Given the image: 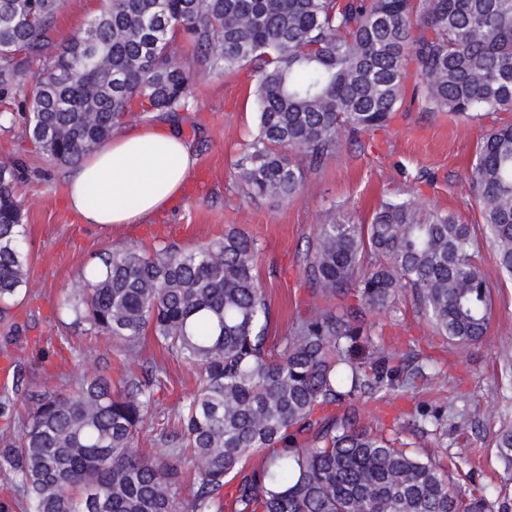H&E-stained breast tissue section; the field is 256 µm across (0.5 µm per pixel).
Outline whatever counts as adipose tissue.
I'll return each instance as SVG.
<instances>
[{"mask_svg": "<svg viewBox=\"0 0 512 512\" xmlns=\"http://www.w3.org/2000/svg\"><path fill=\"white\" fill-rule=\"evenodd\" d=\"M195 162L173 127L134 125L71 171L66 202L86 224H142L177 198Z\"/></svg>", "mask_w": 512, "mask_h": 512, "instance_id": "1", "label": "adipose tissue"}]
</instances>
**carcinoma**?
Masks as SVG:
<instances>
[{"label": "carcinoma", "instance_id": "carcinoma-1", "mask_svg": "<svg viewBox=\"0 0 512 512\" xmlns=\"http://www.w3.org/2000/svg\"><path fill=\"white\" fill-rule=\"evenodd\" d=\"M64 0H0V123L19 122L50 163L76 165L133 112H185L198 66L256 74L257 135L236 161L244 197L292 201L346 134L386 127L407 92L421 111L479 120L512 112V0H109L69 42L52 32ZM193 48L182 62L171 45ZM26 163L0 161V313L27 291L18 188ZM469 190L512 277V124L483 138ZM471 225L410 198L381 202L368 224L319 225L303 258L309 300L271 342L259 249L230 231L195 250L159 242L104 250L63 308L134 359L146 335L196 369L179 428L162 450L136 439L168 378L156 363L120 387L84 370L66 393H24L16 436L0 437L25 512H489L428 455L365 425L366 401L434 373L410 351L372 347L367 315L411 289L455 345L481 339L491 286ZM339 298L337 308L326 301ZM422 429L448 418L418 410ZM512 463V429L495 439ZM263 457L260 467L250 457ZM189 498L180 500L186 475Z\"/></svg>", "mask_w": 512, "mask_h": 512}]
</instances>
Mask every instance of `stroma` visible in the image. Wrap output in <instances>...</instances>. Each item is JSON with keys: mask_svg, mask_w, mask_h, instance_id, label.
<instances>
[{"mask_svg": "<svg viewBox=\"0 0 512 512\" xmlns=\"http://www.w3.org/2000/svg\"><path fill=\"white\" fill-rule=\"evenodd\" d=\"M104 5L105 0H66L56 23V43L73 37ZM254 82V72L246 68L199 70L191 108L174 118L195 154V168L176 202L143 224L109 228L82 223L66 205L67 167L49 164L22 137L20 127H0V160L19 158L36 172L20 193L31 287L13 311L19 331L12 343L4 342L7 325L0 321V361L22 362L23 390L66 391L65 374L87 366L116 379L140 371V361L124 359L107 340L91 336L58 309L61 293L112 247L166 241L192 250L232 229L247 233L259 247L257 273L271 307L272 333L282 337L304 296L300 281L308 242L317 225L332 217L364 224L382 200L412 196L423 207L455 211L482 239L481 214L468 195L469 168L484 133L512 124V112L476 123L443 113L398 114L387 130L365 136L359 146L343 144L335 158L307 171L300 198L256 201L241 194L234 168L255 134L249 95ZM479 257L493 294L491 323L481 341L465 347L448 344L409 293L401 296L396 315L376 316V346L399 353L416 346L439 371L431 381L416 380L413 389L378 414L385 425L403 426L404 440L418 452L454 462L462 488L494 489L492 512H502L512 508V465L500 458L495 436L512 428V280L500 274L495 250L483 239ZM167 370L158 412L138 438L145 449L157 447L164 422L195 384L190 368L171 362ZM421 404L448 406L452 415L436 432L421 434L412 427Z\"/></svg>", "mask_w": 512, "mask_h": 512, "instance_id": "obj_1", "label": "stroma"}]
</instances>
